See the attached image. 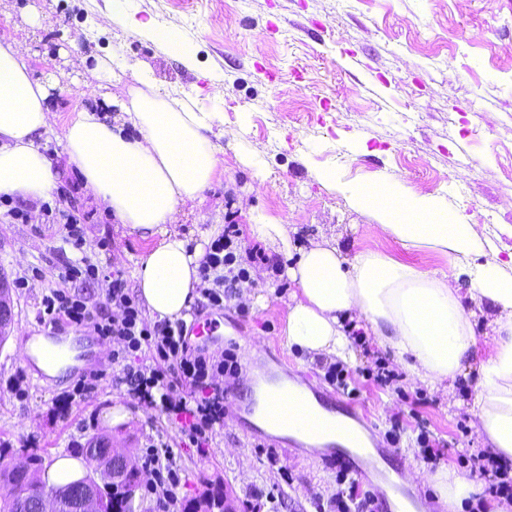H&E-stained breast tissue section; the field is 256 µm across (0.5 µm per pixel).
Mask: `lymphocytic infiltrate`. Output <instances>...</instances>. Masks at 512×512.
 <instances>
[{
	"label": "lymphocytic infiltrate",
	"instance_id": "lymphocytic-infiltrate-1",
	"mask_svg": "<svg viewBox=\"0 0 512 512\" xmlns=\"http://www.w3.org/2000/svg\"><path fill=\"white\" fill-rule=\"evenodd\" d=\"M238 236L237 225H225L223 234L211 243L200 262L198 291L208 306L220 308L235 298L237 285L247 277L250 265L262 264L276 272L281 269L276 258L259 248L237 253L234 241ZM60 277L71 283L103 285L105 302L93 304L79 293L56 288L42 299V320L55 328L65 324L91 328L96 336L116 345L112 352L116 372H89L78 379L75 394L94 393L108 384L125 389L141 405H159L167 413L185 416V439L199 447L208 444L215 429L224 424L228 387L242 372L236 347L215 355L189 344L185 320L149 322L121 274L104 273L88 257L64 262ZM455 455L484 483L486 494L512 502V466L467 448L456 449ZM142 459L150 476L149 494L161 512H172L180 479L168 445H149ZM336 483V512H380L376 495L362 489L348 472L337 473Z\"/></svg>",
	"mask_w": 512,
	"mask_h": 512
}]
</instances>
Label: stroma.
Here are the masks:
<instances>
[{
  "label": "stroma",
  "instance_id": "stroma-1",
  "mask_svg": "<svg viewBox=\"0 0 512 512\" xmlns=\"http://www.w3.org/2000/svg\"><path fill=\"white\" fill-rule=\"evenodd\" d=\"M123 6L139 20L178 31L194 67L164 46L105 24L109 0H0V35L26 36L36 76L57 79L49 96L50 149L62 142L70 109L88 103L77 83L105 55L125 68L108 88L113 98H126L133 87L156 90L221 114L219 171L197 199L179 205L168 227L190 246H209L235 224L247 248L257 242L249 225L272 219L295 228L303 246L333 238L350 255L377 249L426 269L447 267L437 252L381 236L374 214L350 194L364 184L396 181L476 225L501 258L512 255V0H123ZM33 15L40 25H29ZM57 166L59 186L72 188L77 201L84 252L66 247L62 221L44 219L40 202H21L31 214L24 223L0 200V273L28 279L13 291L17 325L0 345V455L16 463L32 451L45 461L76 453L90 435L109 430L129 438L137 457L152 442L170 445L181 478L178 512L214 482L223 484L238 512H324L336 494L335 467L310 449L253 436L234 418H225L206 447L194 448L184 444L177 417L110 386L75 402L68 419L58 416L57 400L81 375L111 369L113 348L72 326L65 335L91 346L83 366L53 381L39 379L28 362L24 342L54 333L39 310L43 296L62 285L58 255L87 254L105 270L122 272L133 290L136 264L158 239L119 223L66 155L59 154ZM326 171L334 184L322 180ZM246 284L238 301L205 310L220 337L209 352L236 343L243 365L227 406L270 374L302 372L315 390L336 395L322 362L281 337L296 285H283L260 265L250 268ZM490 344L480 336L452 387L404 375L402 388L424 397V405L411 407L361 376L351 402L367 409L379 445L387 443V419L399 411L406 429L421 418L436 439L487 449L468 404ZM119 407L128 420L108 426L107 414ZM462 418L464 433L457 429ZM400 453L398 479L427 512H467L461 503L448 507L431 482L439 466L455 464L454 454L435 462L418 447Z\"/></svg>",
  "mask_w": 512,
  "mask_h": 512
}]
</instances>
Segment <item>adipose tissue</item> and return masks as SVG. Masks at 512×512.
<instances>
[{
	"label": "adipose tissue",
	"mask_w": 512,
	"mask_h": 512,
	"mask_svg": "<svg viewBox=\"0 0 512 512\" xmlns=\"http://www.w3.org/2000/svg\"><path fill=\"white\" fill-rule=\"evenodd\" d=\"M110 22L170 48L185 66L191 51L167 28L137 20L113 0ZM50 80L33 75L28 48L0 35V196L44 200L59 171L45 135ZM118 122L96 110H74L63 150L87 187L132 230L159 236L136 270L139 295L152 319L182 317L196 297L201 248L171 234L181 202L213 181L220 148L208 136L217 113L198 111L193 99L130 90L118 101ZM131 124L137 136L123 126ZM374 211L378 228L404 247L447 255L448 268L425 269L375 250L348 256L335 240L301 247L286 225H250L288 261L285 273L298 291L288 305L282 336L311 357L346 360L349 329H361L407 364L417 380L432 385L455 380L477 347L475 327L485 319L493 345L476 370L470 410L477 430L495 454L512 459V260L490 251L470 262L477 233L461 218L441 216L436 201L385 182L352 191ZM464 278L467 289L455 288Z\"/></svg>",
	"instance_id": "1"
}]
</instances>
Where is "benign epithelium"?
<instances>
[{
    "label": "benign epithelium",
    "mask_w": 512,
    "mask_h": 512,
    "mask_svg": "<svg viewBox=\"0 0 512 512\" xmlns=\"http://www.w3.org/2000/svg\"><path fill=\"white\" fill-rule=\"evenodd\" d=\"M112 461H107L98 451L88 453L93 463L90 473L81 481L69 486L63 492V499L70 502V512H108L107 498L99 491L97 475L100 471H112V488H121L125 512H133L136 493L144 481L143 472L131 465L125 454L111 452ZM193 512H235L231 499L224 493L223 486H207L192 502Z\"/></svg>",
    "instance_id": "1"
}]
</instances>
